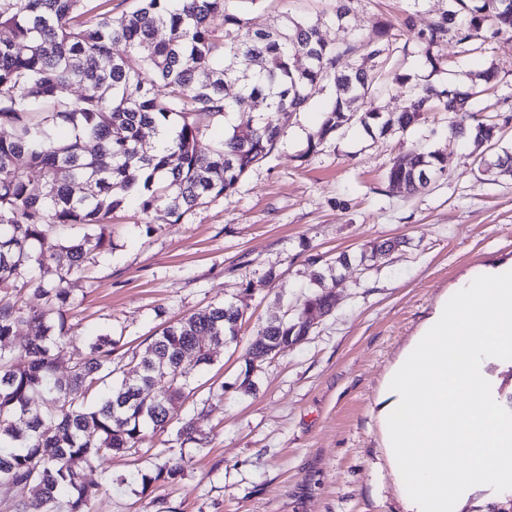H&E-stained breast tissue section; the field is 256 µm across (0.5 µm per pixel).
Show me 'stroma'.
Returning <instances> with one entry per match:
<instances>
[{
  "instance_id": "1",
  "label": "stroma",
  "mask_w": 512,
  "mask_h": 512,
  "mask_svg": "<svg viewBox=\"0 0 512 512\" xmlns=\"http://www.w3.org/2000/svg\"><path fill=\"white\" fill-rule=\"evenodd\" d=\"M446 4L353 0L340 24L336 0H258L244 19L253 29L285 13L316 20L328 43L360 39L361 56L375 22L394 24L397 39L373 69L386 89L377 101L385 112L404 105L399 82L451 88L495 68L494 88L473 107L500 124L501 145L512 151V44L488 41L464 54L450 37L434 49L447 65L432 70L418 36ZM326 101L316 96L298 113L235 192L180 221L161 206L145 216L123 203L108 224L111 249L73 275L62 374L90 336L119 337L114 358L127 366L164 322L225 301L245 308L237 341L219 347L195 376L206 409L189 400L178 411L195 420L200 442L174 445L170 430L149 434L143 452L107 457L102 468L114 484L91 512H404L376 401L443 295L464 276L512 260V178L481 166L486 147L449 135V123L471 124V112L428 113L404 135H372L355 121L308 152ZM420 143L447 157V175L414 194L390 186L393 160ZM395 239L398 250L361 264L369 243ZM342 253L348 266L335 263ZM319 289L333 292V311L257 367L253 391L232 389L266 320L294 313ZM214 382L228 389L211 401L205 387ZM168 448L185 458L182 479L142 496L134 474Z\"/></svg>"
}]
</instances>
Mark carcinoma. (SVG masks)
I'll return each mask as SVG.
<instances>
[{"mask_svg": "<svg viewBox=\"0 0 512 512\" xmlns=\"http://www.w3.org/2000/svg\"><path fill=\"white\" fill-rule=\"evenodd\" d=\"M244 0H142L114 19L86 0H0V289L27 285L28 274L51 263L56 279L33 288L36 304L0 303V489L29 488L41 512H90L112 477L87 479L114 452H139L147 433L165 431L193 392L196 371L213 362L210 345L237 340L245 309L225 302L163 326L137 360L134 378L113 365L112 332L91 336L66 375L55 360L67 335L72 275L89 255L112 245L105 227L128 198L142 213L165 206L174 222L208 201L235 190L241 177L263 161L287 121L317 95L330 93L323 120L307 152L353 119L373 132L405 134L428 112H466L484 89L405 91L402 111L371 106L355 116V103L380 88L366 66L343 60L355 45L326 43L318 23L288 14L277 26L252 30ZM489 39L512 43V0H448V8L420 34L433 70V55L448 33L462 52L472 51L484 22ZM167 38L157 39L158 30ZM395 39L389 23L375 25L367 60ZM75 85L74 101L58 89ZM265 103L254 118L252 105ZM234 115L238 123L214 144L204 161L198 143L204 120ZM170 137L153 147L145 131ZM451 133L475 144H496L500 128L479 113ZM95 143L92 151L86 143ZM437 151L415 147L394 160L386 178L409 193L426 188L447 169ZM36 171L41 190L29 188ZM83 225L81 239L56 236V227ZM332 295L313 291L290 319L272 317L250 346L239 387L252 386L250 370L311 332L307 315L332 311ZM22 323L35 333L16 342ZM154 387L150 399L142 390ZM48 400L44 416L35 399ZM183 456L164 457L137 471L141 494L158 482L184 476Z\"/></svg>", "mask_w": 512, "mask_h": 512, "instance_id": "obj_1", "label": "carcinoma"}]
</instances>
